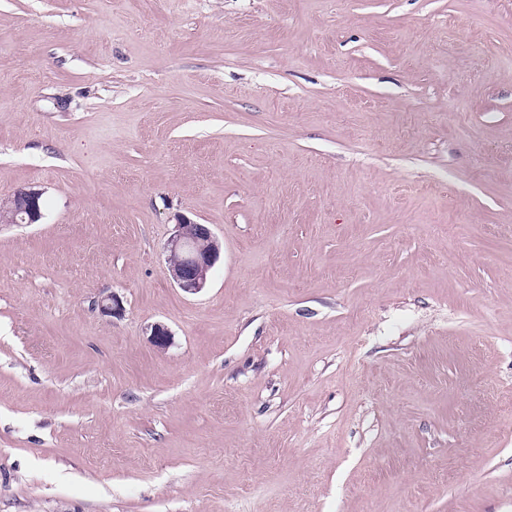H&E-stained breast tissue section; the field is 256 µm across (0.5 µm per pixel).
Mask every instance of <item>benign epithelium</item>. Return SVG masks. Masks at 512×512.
<instances>
[{
	"label": "benign epithelium",
	"instance_id": "1",
	"mask_svg": "<svg viewBox=\"0 0 512 512\" xmlns=\"http://www.w3.org/2000/svg\"><path fill=\"white\" fill-rule=\"evenodd\" d=\"M42 192L21 188L4 201L5 221L8 224H36L42 218L38 200ZM168 274L173 283L187 294L201 292L207 284V273L220 258V244L207 224H199L187 217H177L176 230L168 240ZM154 347L165 350L171 333L161 325L151 326Z\"/></svg>",
	"mask_w": 512,
	"mask_h": 512
}]
</instances>
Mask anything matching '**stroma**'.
<instances>
[{
	"instance_id": "1",
	"label": "stroma",
	"mask_w": 512,
	"mask_h": 512,
	"mask_svg": "<svg viewBox=\"0 0 512 512\" xmlns=\"http://www.w3.org/2000/svg\"><path fill=\"white\" fill-rule=\"evenodd\" d=\"M21 187L0 512H512V0H0ZM42 192L33 188H21L3 202L5 221L1 224H35L42 218ZM38 200L39 206L38 207ZM22 214L20 220L18 216ZM175 226L166 247L168 274L181 291L197 294L206 287L207 273L220 258V244L207 224L178 215Z\"/></svg>"
}]
</instances>
